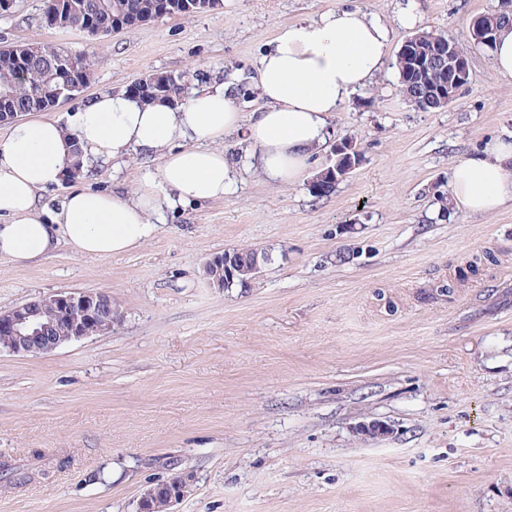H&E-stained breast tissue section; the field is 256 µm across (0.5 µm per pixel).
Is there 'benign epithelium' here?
Masks as SVG:
<instances>
[{
	"instance_id": "benign-epithelium-1",
	"label": "benign epithelium",
	"mask_w": 512,
	"mask_h": 512,
	"mask_svg": "<svg viewBox=\"0 0 512 512\" xmlns=\"http://www.w3.org/2000/svg\"><path fill=\"white\" fill-rule=\"evenodd\" d=\"M501 21L492 14L475 16L470 23L471 36L477 45L487 44L499 33ZM400 53L413 58L414 81L417 84L420 105L444 108L452 103L470 82L469 58L461 54L456 43L434 33L416 34L407 38ZM76 90L70 82L63 81L48 94L45 105L53 110L71 99ZM12 93L0 91V125L13 123L22 116L10 107ZM335 162L312 182L317 193L326 191V175L337 180L349 174L361 162L362 154L357 144L341 142L333 147ZM259 262L249 265L239 253L226 250L211 256L204 264L210 283L224 288L234 282L247 285L248 274H257ZM72 323L71 333L56 336L54 331L61 320ZM119 312L112 304V296L103 291L58 292L47 297L26 302L0 312V337L7 339L6 350L22 355L49 354L67 341H80L89 336L112 331L118 322ZM191 476L176 473L164 484L168 492V506L175 505L187 493Z\"/></svg>"
}]
</instances>
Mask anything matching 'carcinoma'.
<instances>
[{"label":"carcinoma","mask_w":512,"mask_h":512,"mask_svg":"<svg viewBox=\"0 0 512 512\" xmlns=\"http://www.w3.org/2000/svg\"><path fill=\"white\" fill-rule=\"evenodd\" d=\"M65 8L52 13L51 7L44 11V24L50 29L62 28L79 32L93 25L102 35L111 33L112 18L136 14L149 21L166 15H193L208 11L220 0H64ZM28 47L36 50L34 61L23 75L17 74L19 63L11 48L0 49V83L7 84L13 93L12 106L21 112H41L44 107L36 101L37 92L45 85L57 81L56 73L49 70V46L30 42ZM73 69L68 80L77 85H88L91 77V58L85 55L69 57ZM182 77L166 72H154L134 82L127 91L147 102L178 99L186 94ZM150 512H167V493L157 484L145 492Z\"/></svg>","instance_id":"1"}]
</instances>
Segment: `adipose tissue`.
Listing matches in <instances>:
<instances>
[{
  "label": "adipose tissue",
  "mask_w": 512,
  "mask_h": 512,
  "mask_svg": "<svg viewBox=\"0 0 512 512\" xmlns=\"http://www.w3.org/2000/svg\"><path fill=\"white\" fill-rule=\"evenodd\" d=\"M389 47L381 19L343 6L277 29L254 66L263 106L251 115L240 112L235 83L208 77L178 101L108 90L85 101L69 125L40 117L20 124L0 141V259H40L62 245L91 257L141 247L174 205L230 194L234 163L224 137L235 131H244L270 186L295 184L327 143L333 115L372 83ZM76 146L86 173L134 153L160 155L161 164L123 195L74 189L56 205L42 203V192L67 176ZM450 191L470 216L512 206V141L488 139L457 162Z\"/></svg>",
  "instance_id": "obj_1"
}]
</instances>
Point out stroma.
Wrapping results in <instances>:
<instances>
[{
  "label": "stroma",
  "instance_id": "35a3bbf8",
  "mask_svg": "<svg viewBox=\"0 0 512 512\" xmlns=\"http://www.w3.org/2000/svg\"><path fill=\"white\" fill-rule=\"evenodd\" d=\"M412 33L452 37L472 79L448 107L421 111L385 65L330 121L360 165L324 196L308 181L274 188L242 133L224 139L237 186L222 201L171 211L141 248L0 259V310L67 291H104L112 331L45 356L0 349V512H136L143 491L183 471L173 512H512V208L441 212L455 163L491 136L512 138V82L474 47L476 15L512 0H345ZM338 0H222L93 40L45 28L43 0L0 16V46L41 42L93 56L81 101L153 72L250 81L279 26ZM411 6L419 21L401 26ZM158 161L47 190L119 192ZM267 256L248 287L211 286L205 261L227 249ZM380 422L367 438L356 426Z\"/></svg>",
  "mask_w": 512,
  "mask_h": 512
}]
</instances>
